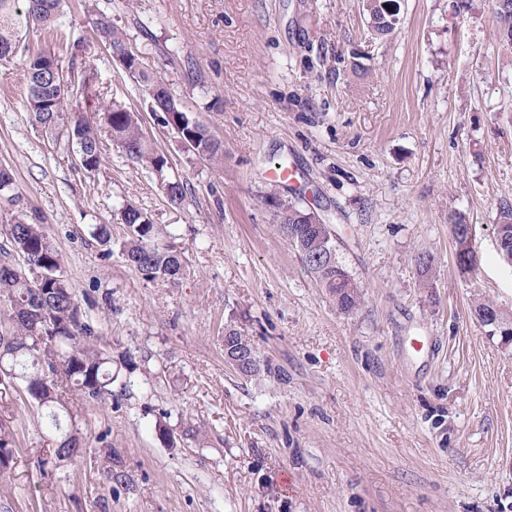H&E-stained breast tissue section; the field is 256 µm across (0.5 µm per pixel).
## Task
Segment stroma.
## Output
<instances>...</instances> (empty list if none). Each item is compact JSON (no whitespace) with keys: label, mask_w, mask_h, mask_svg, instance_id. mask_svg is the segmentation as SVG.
I'll return each instance as SVG.
<instances>
[{"label":"stroma","mask_w":512,"mask_h":512,"mask_svg":"<svg viewBox=\"0 0 512 512\" xmlns=\"http://www.w3.org/2000/svg\"><path fill=\"white\" fill-rule=\"evenodd\" d=\"M459 2L399 0L398 33L375 41L360 0H101L141 70L223 141L215 168L64 0L59 38L25 46L66 72L93 65L103 100L141 114L187 186L177 206L111 141L86 175L74 146L33 129L19 60L0 61V165L131 384L87 408L86 456L54 470L37 465L49 440L36 408L16 407L0 512H512V346L469 310L480 293L512 311L495 235L512 207V57L491 10ZM282 160L294 178L281 197L303 189L334 224L361 310L338 312L275 233L262 195ZM127 202L176 227L158 244L182 256L178 284L126 264ZM459 218L473 226L468 271ZM93 224L109 225V247ZM230 330L255 375L225 360ZM451 232L457 246V263L460 265L461 269L469 270L473 264V256H470V252L472 250V237L470 244L468 243L469 234L471 233V224L463 223L460 220L455 221L451 226Z\"/></svg>","instance_id":"stroma-1"}]
</instances>
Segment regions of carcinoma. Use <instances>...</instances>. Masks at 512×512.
Returning <instances> with one entry per match:
<instances>
[{"mask_svg": "<svg viewBox=\"0 0 512 512\" xmlns=\"http://www.w3.org/2000/svg\"><path fill=\"white\" fill-rule=\"evenodd\" d=\"M87 4V24L96 39L111 53L122 55L120 65L138 77L146 88L161 86L148 96V110L161 114L163 124L176 130L180 139L201 158L219 165L224 162V146L210 129L175 100L162 81L139 70L134 55L112 17L96 0ZM392 0H362L367 30L374 40L389 39L401 25L399 12L387 6ZM63 0H0V53L15 50L23 35L34 28L54 31ZM496 26L492 38L502 52L512 56V0H493ZM22 65L27 79L31 119L48 133L64 131L67 140L86 161L83 170L91 175L101 165L100 140L107 136L127 158L153 173H162L166 158L145 136L139 113L108 106L100 101L97 75L90 66L79 75L59 80L54 75L58 59L47 49L29 50ZM0 167V195L9 205L0 215V391L15 393L18 400L37 407L45 419L53 448L38 464L58 467L81 459L86 445L78 428L86 406L112 396L118 375L112 373V354L76 299L74 288L62 271L63 257L47 226L12 194ZM162 190L172 205L183 202L184 182L162 177ZM273 210L277 233L299 255L304 267L336 302V310L353 313L365 303V295L337 253L336 230L331 224L312 222L313 213L298 200H284L275 189L265 195ZM121 220L129 239L124 259L146 280L177 283L185 272L181 255L161 250L154 244L161 229L147 212L127 203ZM460 268L472 266L468 239L471 225L451 224ZM497 241L501 253H512V208L500 213ZM471 317L488 329V335L502 336L494 322L512 321V312L495 301L479 297L471 302ZM17 435L11 422L0 419V451L14 458Z\"/></svg>", "mask_w": 512, "mask_h": 512, "instance_id": "carcinoma-1", "label": "carcinoma"}]
</instances>
